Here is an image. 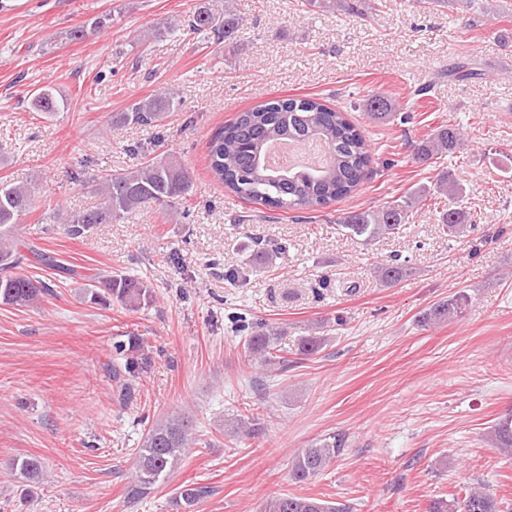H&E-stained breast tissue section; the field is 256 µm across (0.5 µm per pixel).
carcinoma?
<instances>
[{
    "mask_svg": "<svg viewBox=\"0 0 512 512\" xmlns=\"http://www.w3.org/2000/svg\"><path fill=\"white\" fill-rule=\"evenodd\" d=\"M240 0H224V15L218 16L207 7H200L187 18L177 22L164 19L162 27L174 32L187 27L207 41L214 36L229 40L243 18L238 9ZM305 5L323 12L343 11L365 19L375 6L367 0H305ZM32 106L35 111L55 114L65 109L63 99L51 86L35 91ZM175 93L161 92L134 102L120 113L119 122L144 128H155L174 109ZM364 111L373 119H384L398 111L384 96L367 95ZM321 141L329 152L327 165L320 170L294 169L283 173L262 162L272 142L304 143ZM461 140L458 125H442L413 145V159L427 162L454 150ZM211 175L239 198L282 210H309L320 208L350 196L371 177L372 156L370 144L361 128L344 112L333 109L321 99L313 97L279 98L267 100L238 113L233 120L218 128L209 142ZM8 200L0 203V270L15 273L0 277V301L14 306L34 307L40 302L46 288L41 280L21 272L24 255L13 237L14 227L22 223L38 194L31 183H3ZM190 190V176L173 159H149L120 173L98 177V203L89 209L71 211L64 215L57 211L44 212V224H66L73 236H81L95 224H112L126 214L147 203H156L175 217L186 211ZM435 192L456 203L464 197L465 189L455 181L443 177L437 180ZM430 189L422 186L386 205L349 212L336 219L344 235L369 243L401 231L414 209L426 199ZM440 224L448 239L465 235L466 225L460 222L455 208L441 211ZM375 277L385 286H391L408 274L401 263L380 264ZM102 287L90 286L83 291V300L90 304L110 306L118 304L128 310H138L149 304L153 290L149 283L130 275L98 274ZM470 302L464 289L448 299L433 305L424 315L425 321L445 322L461 316ZM250 332L246 343L251 353L266 363L279 359L275 340L277 330L267 325H240ZM116 352L112 364V381L122 401L132 398L143 371L140 350L142 341L135 335L114 342ZM193 421L185 415L159 420L151 425L138 449V464L127 487V498L137 501L147 497L167 475L176 468L186 448L194 442ZM490 440L504 452L512 453V416L501 418L490 431ZM341 434H328L302 449L292 463L291 478L302 483L326 470L344 448ZM13 467L29 483H37L43 476V464L37 457H22ZM208 493L204 486H187L179 493L180 507L189 509ZM264 512H350V507L322 499L296 494H283L267 501ZM427 512H502L500 503L481 487H474L461 500L432 501Z\"/></svg>",
    "mask_w": 512,
    "mask_h": 512,
    "instance_id": "carcinoma-1",
    "label": "carcinoma"
}]
</instances>
